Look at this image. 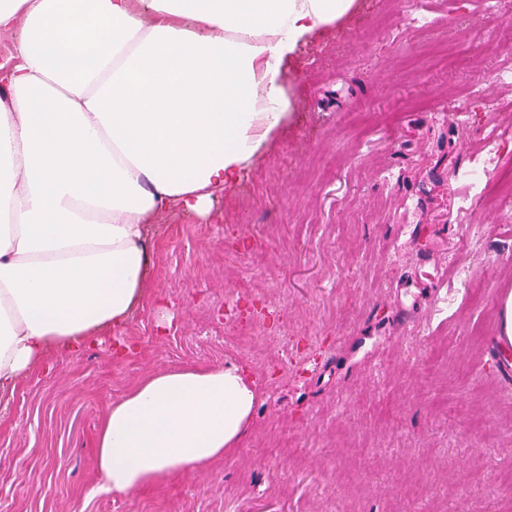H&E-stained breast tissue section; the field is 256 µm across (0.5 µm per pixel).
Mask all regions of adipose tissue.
<instances>
[{
	"label": "adipose tissue",
	"instance_id": "obj_1",
	"mask_svg": "<svg viewBox=\"0 0 512 512\" xmlns=\"http://www.w3.org/2000/svg\"><path fill=\"white\" fill-rule=\"evenodd\" d=\"M358 0H0V397L52 351L121 330L158 218L209 211L296 109L288 67ZM258 393L235 366L142 378L97 434L128 494L237 447Z\"/></svg>",
	"mask_w": 512,
	"mask_h": 512
}]
</instances>
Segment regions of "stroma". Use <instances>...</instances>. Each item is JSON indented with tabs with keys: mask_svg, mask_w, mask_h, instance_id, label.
Wrapping results in <instances>:
<instances>
[{
	"mask_svg": "<svg viewBox=\"0 0 512 512\" xmlns=\"http://www.w3.org/2000/svg\"><path fill=\"white\" fill-rule=\"evenodd\" d=\"M400 6L361 0L307 46L288 68L298 108L257 168L208 220L159 218L125 327L18 383L0 410V512H512V386L497 371L512 363V214L479 202L512 174V83L496 79L512 69V0H407L427 29ZM491 138L502 165L480 193L465 175ZM214 364L254 378L240 445L98 492L112 400Z\"/></svg>",
	"mask_w": 512,
	"mask_h": 512,
	"instance_id": "35a3bbf8",
	"label": "stroma"
}]
</instances>
